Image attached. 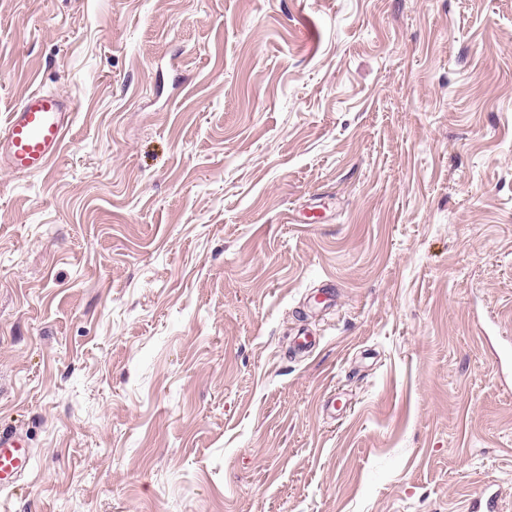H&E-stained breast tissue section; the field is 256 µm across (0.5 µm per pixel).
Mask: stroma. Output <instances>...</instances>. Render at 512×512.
<instances>
[{
  "mask_svg": "<svg viewBox=\"0 0 512 512\" xmlns=\"http://www.w3.org/2000/svg\"><path fill=\"white\" fill-rule=\"evenodd\" d=\"M37 89L0 512H512V0H0ZM70 103L57 93L33 92L0 128V167L40 173L62 148L72 118ZM32 451L14 430L0 431V487L21 481L31 469Z\"/></svg>",
  "mask_w": 512,
  "mask_h": 512,
  "instance_id": "obj_1",
  "label": "stroma"
}]
</instances>
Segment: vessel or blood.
<instances>
[{
    "instance_id": "obj_1",
    "label": "vessel or blood",
    "mask_w": 512,
    "mask_h": 512,
    "mask_svg": "<svg viewBox=\"0 0 512 512\" xmlns=\"http://www.w3.org/2000/svg\"><path fill=\"white\" fill-rule=\"evenodd\" d=\"M72 107L56 93L34 92L24 98L0 127V168L39 173L56 158L71 123ZM32 451L16 431H0V487L21 481L31 469Z\"/></svg>"
}]
</instances>
